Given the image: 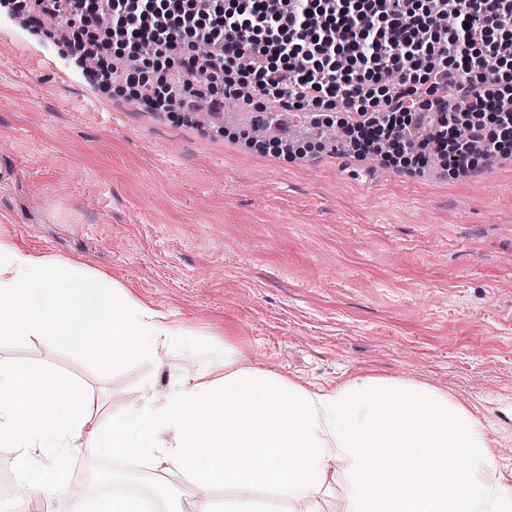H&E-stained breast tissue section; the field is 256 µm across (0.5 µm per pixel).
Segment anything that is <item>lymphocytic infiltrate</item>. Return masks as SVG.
Listing matches in <instances>:
<instances>
[{"instance_id": "lymphocytic-infiltrate-1", "label": "lymphocytic infiltrate", "mask_w": 512, "mask_h": 512, "mask_svg": "<svg viewBox=\"0 0 512 512\" xmlns=\"http://www.w3.org/2000/svg\"><path fill=\"white\" fill-rule=\"evenodd\" d=\"M43 16L68 25L107 21L122 42L125 73L136 99L167 112L190 111L206 69L211 111L228 97L264 99L283 114L306 109L326 94L337 111L357 116L361 131L387 127L403 151L428 157L439 135L461 144L449 168L476 169L470 145L499 152L483 126L458 124L449 93H465L467 112H497L512 99V84L487 74V61L512 62V0H32ZM175 79L154 84L149 71L168 69ZM385 76L380 90L369 83ZM410 121L398 123L397 113Z\"/></svg>"}]
</instances>
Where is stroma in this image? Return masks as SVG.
<instances>
[{"label": "stroma", "mask_w": 512, "mask_h": 512, "mask_svg": "<svg viewBox=\"0 0 512 512\" xmlns=\"http://www.w3.org/2000/svg\"><path fill=\"white\" fill-rule=\"evenodd\" d=\"M0 30V231L97 266L212 344L233 328L257 367L330 391L363 372L448 392L512 471V149L460 174L328 145L296 126L292 154L157 112L121 82L79 83L48 19ZM0 359L79 380L104 416L167 369L0 336Z\"/></svg>", "instance_id": "obj_1"}]
</instances>
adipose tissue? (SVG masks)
I'll list each match as a JSON object with an SVG mask.
<instances>
[{
  "mask_svg": "<svg viewBox=\"0 0 512 512\" xmlns=\"http://www.w3.org/2000/svg\"><path fill=\"white\" fill-rule=\"evenodd\" d=\"M93 260L75 264L0 236V335L94 350L103 366L157 360L167 390L144 384L111 421L64 373L0 360V447L27 512H143L140 498L70 493L74 459H128L163 512H269L312 500L333 474L348 512H512L484 424L462 402L418 382L355 374L313 392L257 368L232 330L215 348ZM192 487L182 499L170 474ZM228 489L218 499L215 488Z\"/></svg>",
  "mask_w": 512,
  "mask_h": 512,
  "instance_id": "1",
  "label": "adipose tissue"
}]
</instances>
